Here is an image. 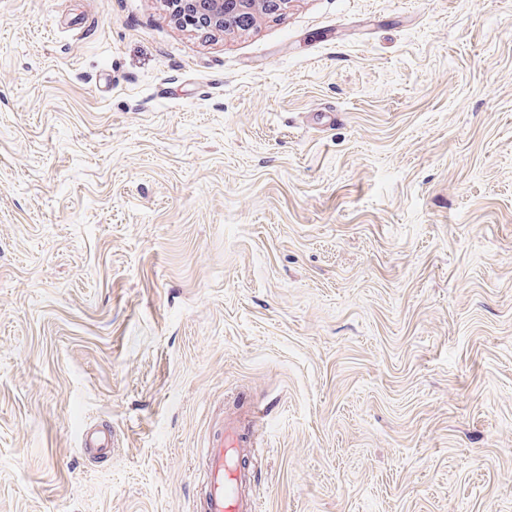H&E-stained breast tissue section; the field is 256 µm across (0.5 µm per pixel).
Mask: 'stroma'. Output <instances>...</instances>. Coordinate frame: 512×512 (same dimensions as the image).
<instances>
[{
	"mask_svg": "<svg viewBox=\"0 0 512 512\" xmlns=\"http://www.w3.org/2000/svg\"><path fill=\"white\" fill-rule=\"evenodd\" d=\"M231 406L262 512H512V0H0V512H201ZM177 5V17L183 27L199 31L228 30L234 15L253 13L255 6L265 15L280 16L291 0H167ZM114 447V438L110 427L104 428L97 425L84 431L82 448L86 452L97 455H110Z\"/></svg>",
	"mask_w": 512,
	"mask_h": 512,
	"instance_id": "35a3bbf8",
	"label": "stroma"
}]
</instances>
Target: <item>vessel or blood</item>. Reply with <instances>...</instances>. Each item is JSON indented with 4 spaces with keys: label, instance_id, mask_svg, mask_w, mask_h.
Instances as JSON below:
<instances>
[{
    "label": "vessel or blood",
    "instance_id": "obj_1",
    "mask_svg": "<svg viewBox=\"0 0 512 512\" xmlns=\"http://www.w3.org/2000/svg\"><path fill=\"white\" fill-rule=\"evenodd\" d=\"M262 418L257 409L246 418L225 414L221 427L209 437L203 512H260L252 490L254 476L245 457L247 449L256 445ZM113 444L111 429L103 426L87 428L83 434L82 448L90 453L111 454Z\"/></svg>",
    "mask_w": 512,
    "mask_h": 512
}]
</instances>
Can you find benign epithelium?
I'll list each match as a JSON object with an SVG mask.
<instances>
[{
	"mask_svg": "<svg viewBox=\"0 0 512 512\" xmlns=\"http://www.w3.org/2000/svg\"><path fill=\"white\" fill-rule=\"evenodd\" d=\"M177 5V17L182 26L199 31L227 30L234 15H247L254 9L265 15L280 16L291 0H168Z\"/></svg>",
	"mask_w": 512,
	"mask_h": 512,
	"instance_id": "obj_1",
	"label": "benign epithelium"
}]
</instances>
